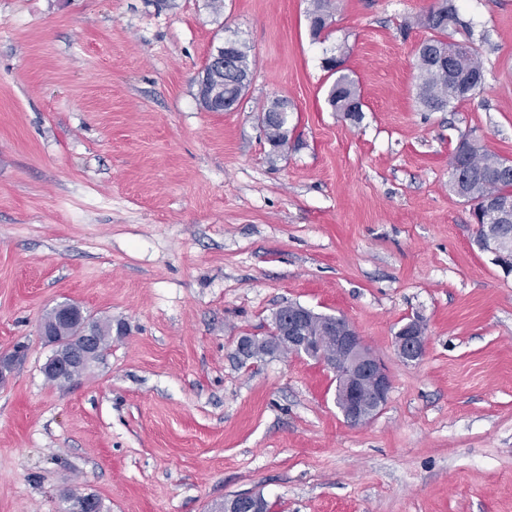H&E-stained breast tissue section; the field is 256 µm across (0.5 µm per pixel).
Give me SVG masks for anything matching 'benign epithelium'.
I'll return each mask as SVG.
<instances>
[{
	"label": "benign epithelium",
	"instance_id": "benign-epithelium-1",
	"mask_svg": "<svg viewBox=\"0 0 512 512\" xmlns=\"http://www.w3.org/2000/svg\"><path fill=\"white\" fill-rule=\"evenodd\" d=\"M464 63V50L451 40L444 51L432 58L435 69L446 76L456 73ZM451 182L460 197L471 196L469 182L459 163L451 167ZM472 215L479 227L496 225L495 232L479 241V246L493 255L495 265L511 274L512 197L486 196L483 206L474 207ZM80 326L81 341L76 345L65 343L48 328H41V334L54 346L43 372L73 382L102 362L94 336V317L80 313ZM266 339L279 351L315 358L334 372L336 406L350 426L370 422L387 405L390 375L347 318L319 314L298 303H288L275 312ZM426 347L424 330L414 321L402 325L395 333L396 353L406 364L419 363ZM23 352L24 347L18 346L12 353L0 356V383L6 380ZM265 504L261 494L243 493L224 499L218 512H263Z\"/></svg>",
	"mask_w": 512,
	"mask_h": 512
}]
</instances>
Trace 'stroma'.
Here are the masks:
<instances>
[{
	"label": "stroma",
	"instance_id": "stroma-1",
	"mask_svg": "<svg viewBox=\"0 0 512 512\" xmlns=\"http://www.w3.org/2000/svg\"><path fill=\"white\" fill-rule=\"evenodd\" d=\"M436 0H0V512H512V274L449 186L461 136L512 160V0H455L484 87L417 99ZM250 50L229 112L197 79L224 40ZM341 60L360 119L331 111ZM285 98L288 143L259 109ZM112 323L103 364L46 380L45 315ZM298 303L346 317L386 365L384 411L349 426L333 373L302 356L242 364ZM425 328L415 365L394 347ZM333 0H312L311 9L308 12L310 33L314 39H320L319 35L327 28L322 22V16L332 17L334 9ZM283 113L288 112L274 110L267 117L264 114L263 118L259 117L264 127L266 139L275 149L284 146L288 142V116ZM427 338L420 324L410 321L395 334V349L399 359L406 364L419 363L426 352ZM266 500L261 494L243 493L225 498L218 512H264Z\"/></svg>",
	"mask_w": 512,
	"mask_h": 512
}]
</instances>
